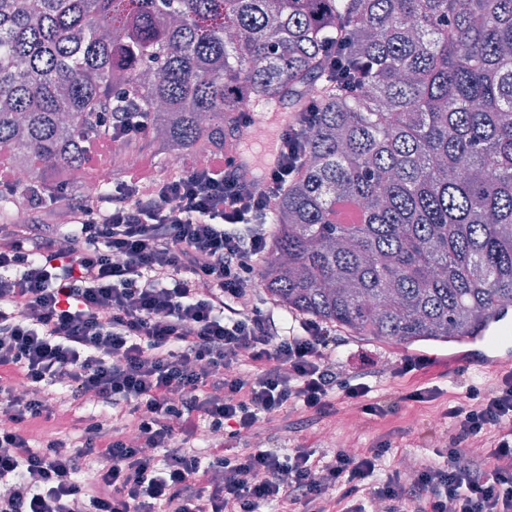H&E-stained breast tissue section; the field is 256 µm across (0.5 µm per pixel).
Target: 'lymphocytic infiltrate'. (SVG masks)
<instances>
[{
  "label": "lymphocytic infiltrate",
  "instance_id": "1",
  "mask_svg": "<svg viewBox=\"0 0 512 512\" xmlns=\"http://www.w3.org/2000/svg\"><path fill=\"white\" fill-rule=\"evenodd\" d=\"M315 117L279 129L256 190L220 153L166 179L145 160L109 194L57 188L45 202L29 196L27 222L0 220V512H512L511 367L442 409L445 446L405 455L413 479L387 468L386 438L324 455L307 445L335 417V391L383 417L368 400L377 384L429 366L406 355L339 377L333 330L286 320L246 287ZM103 119L107 135L86 148L91 169L149 136L136 113ZM49 204L62 205L63 223L36 219ZM65 415L75 436L32 442L33 424ZM273 424L294 448L224 455L225 441Z\"/></svg>",
  "mask_w": 512,
  "mask_h": 512
}]
</instances>
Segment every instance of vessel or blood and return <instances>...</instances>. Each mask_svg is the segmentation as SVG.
I'll return each mask as SVG.
<instances>
[{
  "label": "vessel or blood",
  "instance_id": "b4317fda",
  "mask_svg": "<svg viewBox=\"0 0 512 512\" xmlns=\"http://www.w3.org/2000/svg\"><path fill=\"white\" fill-rule=\"evenodd\" d=\"M445 360L452 367L463 361L492 366L512 363V309L494 308L465 336L449 340Z\"/></svg>",
  "mask_w": 512,
  "mask_h": 512
}]
</instances>
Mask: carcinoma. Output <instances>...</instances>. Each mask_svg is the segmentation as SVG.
Listing matches in <instances>:
<instances>
[{
	"instance_id": "cac0c4a2",
	"label": "carcinoma",
	"mask_w": 512,
	"mask_h": 512,
	"mask_svg": "<svg viewBox=\"0 0 512 512\" xmlns=\"http://www.w3.org/2000/svg\"><path fill=\"white\" fill-rule=\"evenodd\" d=\"M309 84L266 291L352 336L465 335L512 298V0H0V145L29 189L132 98L158 151L221 152L240 101L305 112Z\"/></svg>"
}]
</instances>
